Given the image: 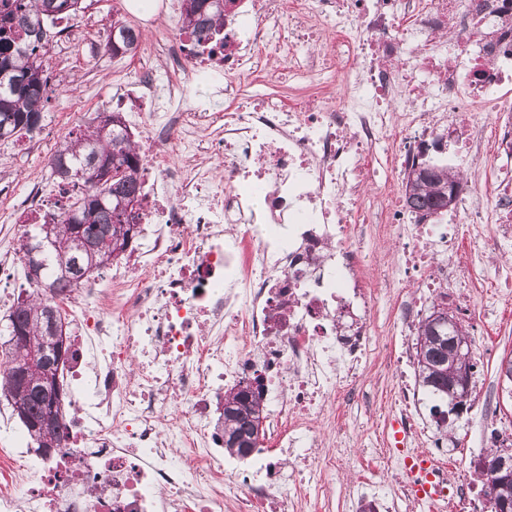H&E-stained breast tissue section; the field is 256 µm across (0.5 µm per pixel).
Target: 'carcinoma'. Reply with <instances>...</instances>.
I'll use <instances>...</instances> for the list:
<instances>
[{
	"instance_id": "1",
	"label": "carcinoma",
	"mask_w": 512,
	"mask_h": 512,
	"mask_svg": "<svg viewBox=\"0 0 512 512\" xmlns=\"http://www.w3.org/2000/svg\"><path fill=\"white\" fill-rule=\"evenodd\" d=\"M82 0H0V125L15 139L33 132L40 124L47 101L48 79L43 77L44 55L49 37L47 24L68 20L81 9ZM182 29L200 40H224V6L217 0H182ZM110 28L128 43L127 52H133L139 43L140 32L126 20H112ZM112 117V133L102 134L106 117ZM97 114L78 133L62 141L49 159L50 177L63 194L74 190L77 196L64 205L59 218L50 224H36L24 236H49L54 246L43 253L44 274L35 285L39 292L18 299L8 314L5 333L8 339L0 342V396L12 410L25 416L21 420L27 434L37 442V448L55 450L64 440V425L53 430L39 427L48 417L65 418L61 378L68 360L69 344L55 341L47 304L53 303L48 292H62L92 273L112 263L102 254L97 263L80 250L76 241L84 237L99 249H106L113 241L131 244L138 227L134 212L116 214L114 209L121 199L139 201V169L141 159L135 140L121 113ZM103 160L122 170L121 177L112 180L111 195L99 198L101 189L97 179V165ZM463 183L460 172L446 166L422 163L413 184H405L407 207L425 220L445 212L448 191ZM24 340L13 341L16 331ZM457 338L469 339L461 323L453 326L427 324L420 320L416 342L426 343V362H417L419 385L435 402L436 411L449 405L448 379L437 371L445 356L447 344ZM262 390L248 391L230 388L224 392L228 407L224 409V454L246 457L248 447L236 443L250 437L248 418L263 412Z\"/></svg>"
}]
</instances>
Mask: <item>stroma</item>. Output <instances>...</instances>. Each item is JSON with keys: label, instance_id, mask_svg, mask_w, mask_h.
I'll return each mask as SVG.
<instances>
[{"label": "stroma", "instance_id": "1", "mask_svg": "<svg viewBox=\"0 0 512 512\" xmlns=\"http://www.w3.org/2000/svg\"><path fill=\"white\" fill-rule=\"evenodd\" d=\"M168 0H159L157 11L144 16L130 7L129 0H84L83 17L111 23L119 14L142 33L143 42L154 39L157 23L163 21ZM139 52L108 57L96 42L93 29L72 28L68 35H55L44 57L49 76V100L43 109L41 126L17 141H0V228L13 203L22 199L35 181L47 183L48 194H56L49 185V158L57 143L100 113V100L111 99L115 81L138 76ZM470 241L462 239L452 262L462 269L466 292L473 301L460 319L472 339L477 368L473 385L477 392L472 406L455 421L453 430L441 434L430 412L432 402L421 397L415 412L427 434L446 437L460 459H468L473 448L485 449L484 439L493 429L512 426V394L502 386L497 369L501 358L512 352V292L500 293L491 279L485 278L484 264L469 257ZM395 377L387 373L382 361L372 362L360 384L359 398L337 407L349 426L348 470L337 473L330 494L328 512H344L342 500L349 471L360 460L359 444L364 435L378 438L381 450H388V437L401 408L396 402Z\"/></svg>", "mask_w": 512, "mask_h": 512}]
</instances>
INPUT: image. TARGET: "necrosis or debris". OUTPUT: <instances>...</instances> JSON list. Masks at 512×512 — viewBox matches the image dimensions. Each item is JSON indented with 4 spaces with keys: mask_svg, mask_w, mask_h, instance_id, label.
I'll return each instance as SVG.
<instances>
[{
    "mask_svg": "<svg viewBox=\"0 0 512 512\" xmlns=\"http://www.w3.org/2000/svg\"><path fill=\"white\" fill-rule=\"evenodd\" d=\"M223 43L178 33L164 82L117 81L142 131L141 242L60 298L74 386L64 446L0 448V512H322L341 458L320 423L377 348L379 296L364 220L405 243L383 271L412 288L393 309L409 336L428 301L462 299L455 227L485 224L481 258L512 245V10L505 0H252ZM295 91L268 89L272 61ZM251 77L250 88L227 74ZM224 84L222 110L195 99ZM343 82V100L316 90ZM494 115L486 141L482 113ZM453 149L474 193L447 220L411 214L399 180L422 148ZM492 149L500 162L484 170ZM221 151L215 177L202 155ZM262 379L267 443L224 453V391ZM408 449L366 448L346 506L399 495L417 508ZM395 472L398 490L376 479Z\"/></svg>",
    "mask_w": 512,
    "mask_h": 512,
    "instance_id": "4bbe7bcc",
    "label": "necrosis or debris"
}]
</instances>
